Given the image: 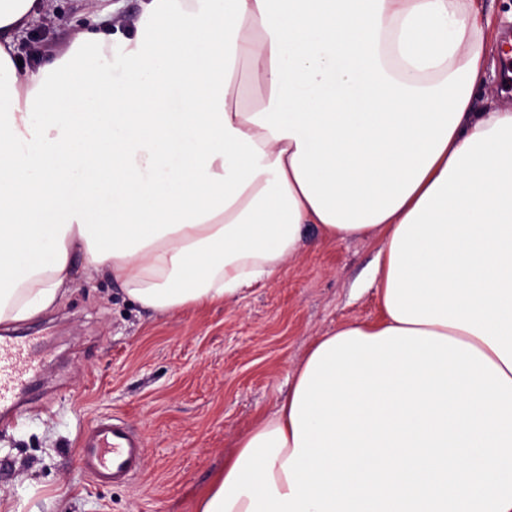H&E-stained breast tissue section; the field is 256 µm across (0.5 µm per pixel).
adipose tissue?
<instances>
[{
    "label": "adipose tissue",
    "instance_id": "1",
    "mask_svg": "<svg viewBox=\"0 0 512 512\" xmlns=\"http://www.w3.org/2000/svg\"><path fill=\"white\" fill-rule=\"evenodd\" d=\"M43 8L0 0L1 325L62 301L77 258L158 313L221 305L313 228L380 242L383 317L340 333L445 335L512 379V108L473 109L478 0H145L30 71ZM291 407L238 442L283 431V494Z\"/></svg>",
    "mask_w": 512,
    "mask_h": 512
}]
</instances>
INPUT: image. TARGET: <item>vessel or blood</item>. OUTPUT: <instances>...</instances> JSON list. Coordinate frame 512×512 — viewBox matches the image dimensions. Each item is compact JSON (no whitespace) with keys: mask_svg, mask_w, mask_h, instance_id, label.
Returning <instances> with one entry per match:
<instances>
[{"mask_svg":"<svg viewBox=\"0 0 512 512\" xmlns=\"http://www.w3.org/2000/svg\"><path fill=\"white\" fill-rule=\"evenodd\" d=\"M42 371L27 344L0 340V414L13 415ZM84 468L100 482H120L136 473L145 452L143 438L124 422L100 418L79 434Z\"/></svg>","mask_w":512,"mask_h":512,"instance_id":"b4317fda","label":"vessel or blood"}]
</instances>
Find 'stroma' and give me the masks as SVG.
I'll list each match as a JSON object with an SVG mask.
<instances>
[{"label":"stroma","instance_id":"stroma-1","mask_svg":"<svg viewBox=\"0 0 512 512\" xmlns=\"http://www.w3.org/2000/svg\"><path fill=\"white\" fill-rule=\"evenodd\" d=\"M497 38L499 102L512 70V0H481ZM99 0H47L21 37L24 67L46 62L88 26ZM377 240L309 235L287 271L224 305L160 315L107 278L78 279L55 309L7 327L33 337L45 370L17 419L0 421V491L29 512H196L200 492L239 438L271 414L316 337L382 310L368 275ZM123 418L146 441L142 471L119 486L84 470L76 438L99 417Z\"/></svg>","mask_w":512,"mask_h":512}]
</instances>
